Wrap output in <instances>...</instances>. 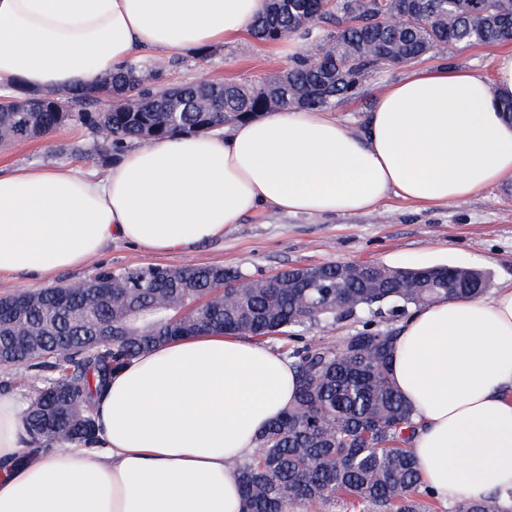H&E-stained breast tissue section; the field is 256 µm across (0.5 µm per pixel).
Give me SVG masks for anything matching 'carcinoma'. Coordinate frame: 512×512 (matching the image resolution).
Returning <instances> with one entry per match:
<instances>
[{
	"label": "carcinoma",
	"mask_w": 512,
	"mask_h": 512,
	"mask_svg": "<svg viewBox=\"0 0 512 512\" xmlns=\"http://www.w3.org/2000/svg\"><path fill=\"white\" fill-rule=\"evenodd\" d=\"M250 32L261 41H310L319 65L301 54L282 76L226 83L218 94L187 82L175 111L165 97L163 62L105 74L112 84L110 112L99 111L102 99L88 95L84 85L68 89L70 103L61 110H39L20 87L5 85L0 94L13 102L0 109V131L10 142L24 143L75 121L93 133L107 128L104 141L119 150L293 106L330 110L356 95L374 71L460 45L508 42L512 0H270ZM375 270L359 262L325 263L305 269L302 281L290 285L293 270L286 269L280 288L218 265L104 270L94 279L112 289V302L58 285L41 290L35 304L14 316L37 342L30 352L0 360V382L10 385L20 359L32 382L65 387L90 417L92 400L112 371L159 342L213 330L259 343L289 339L295 342L288 353L296 369L295 402L261 433L257 452L227 461L240 476L245 512H293L302 505L327 512L338 502L351 512H427L434 494L423 486L408 448L416 431L414 410L390 375L395 322L436 300L484 295L486 276L455 266H388L372 288ZM222 282L228 285L223 296L211 297ZM358 316L361 329L328 341L299 333ZM104 332L112 335L110 344L83 347ZM58 336H70L72 343L59 348ZM25 424L45 452L61 439L84 442L96 427L64 436L44 432L30 406ZM450 512H512V491L484 501L459 499Z\"/></svg>",
	"instance_id": "cac0c4a2"
}]
</instances>
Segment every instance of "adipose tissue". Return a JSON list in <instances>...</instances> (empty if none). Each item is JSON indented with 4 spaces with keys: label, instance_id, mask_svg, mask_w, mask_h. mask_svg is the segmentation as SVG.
<instances>
[{
    "label": "adipose tissue",
    "instance_id": "adipose-tissue-1",
    "mask_svg": "<svg viewBox=\"0 0 512 512\" xmlns=\"http://www.w3.org/2000/svg\"><path fill=\"white\" fill-rule=\"evenodd\" d=\"M267 0H0V83L32 94L91 82L140 52L190 54L236 40ZM512 48L492 77L449 66L387 87L361 133L292 108L228 133L125 151L104 175L73 166L0 173V273L38 283L119 239L187 254L244 217L366 213L395 196L421 208L512 180ZM391 378L416 412L410 442L439 500L512 488V282L488 298L413 310ZM296 373L271 347L208 332L132 358L93 400L91 449L41 454L25 408L0 390V512H242L229 458L294 402Z\"/></svg>",
    "mask_w": 512,
    "mask_h": 512
}]
</instances>
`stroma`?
Segmentation results:
<instances>
[{"instance_id":"stroma-1","label":"stroma","mask_w":512,"mask_h":512,"mask_svg":"<svg viewBox=\"0 0 512 512\" xmlns=\"http://www.w3.org/2000/svg\"><path fill=\"white\" fill-rule=\"evenodd\" d=\"M499 47L461 46L446 56H425L393 69L371 73L356 97L340 100L332 113L350 130L360 131L368 112L390 84L419 68L453 66L483 76L493 73ZM313 45L295 38L274 43L243 35L235 42L195 54L166 55L167 80L182 84L206 78L248 85L280 75L290 58L312 53ZM100 135L72 123L22 144L0 145V169L15 166L76 164L101 172L102 156L85 151ZM329 262H374L389 266L454 265L485 272L491 287L512 280V182L488 188L469 202L417 209L391 197L367 214L291 217L265 211L231 225L221 240L184 255H162L113 241L106 253L76 270L59 273L56 283H75L102 270L163 265H221L261 279L276 272Z\"/></svg>"}]
</instances>
